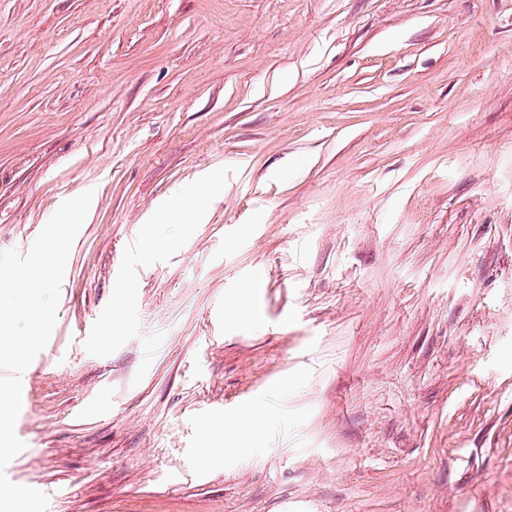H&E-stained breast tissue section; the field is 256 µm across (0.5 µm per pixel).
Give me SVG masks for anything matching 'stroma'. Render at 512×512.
I'll list each match as a JSON object with an SVG mask.
<instances>
[{
	"label": "stroma",
	"instance_id": "1",
	"mask_svg": "<svg viewBox=\"0 0 512 512\" xmlns=\"http://www.w3.org/2000/svg\"><path fill=\"white\" fill-rule=\"evenodd\" d=\"M87 190L49 512H512V0H0V251ZM264 424L265 416L263 411L258 407H254L240 422H236L230 427L235 429V436L247 437L260 434Z\"/></svg>",
	"mask_w": 512,
	"mask_h": 512
}]
</instances>
